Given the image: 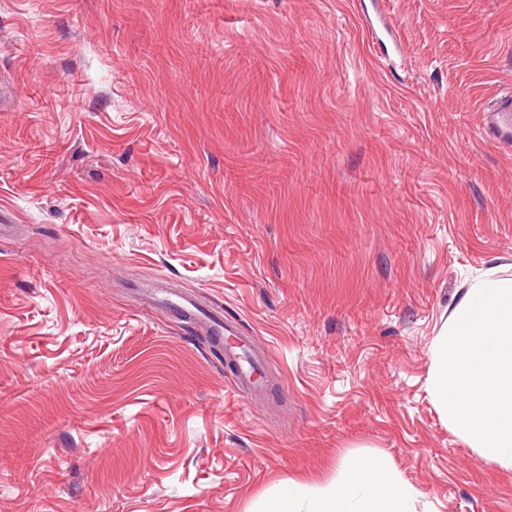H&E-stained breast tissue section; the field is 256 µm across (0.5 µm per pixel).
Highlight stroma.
Wrapping results in <instances>:
<instances>
[{"label":"stroma","instance_id":"35a3bbf8","mask_svg":"<svg viewBox=\"0 0 512 512\" xmlns=\"http://www.w3.org/2000/svg\"><path fill=\"white\" fill-rule=\"evenodd\" d=\"M510 92L512 0H0V512H262L368 455L417 512H512L426 389L512 277ZM512 102L508 99L487 111L486 132L501 143L512 140ZM155 294L149 295V301L161 304L171 311L180 321L186 324H196L206 330L208 336H213L223 345L230 337H238L239 344L227 348L225 361L234 366L236 373L233 375L236 382L245 384L251 382L256 369H261L262 362L255 356L248 343L237 336L235 327L225 323L221 316L207 313L201 310L191 299L185 296L174 295L154 298Z\"/></svg>","mask_w":512,"mask_h":512}]
</instances>
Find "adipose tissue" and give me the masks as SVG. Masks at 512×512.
Wrapping results in <instances>:
<instances>
[{"label":"adipose tissue","mask_w":512,"mask_h":512,"mask_svg":"<svg viewBox=\"0 0 512 512\" xmlns=\"http://www.w3.org/2000/svg\"><path fill=\"white\" fill-rule=\"evenodd\" d=\"M416 496L383 457L365 456L341 465L334 492L319 493L313 486L292 481L267 512H416Z\"/></svg>","instance_id":"obj_1"}]
</instances>
